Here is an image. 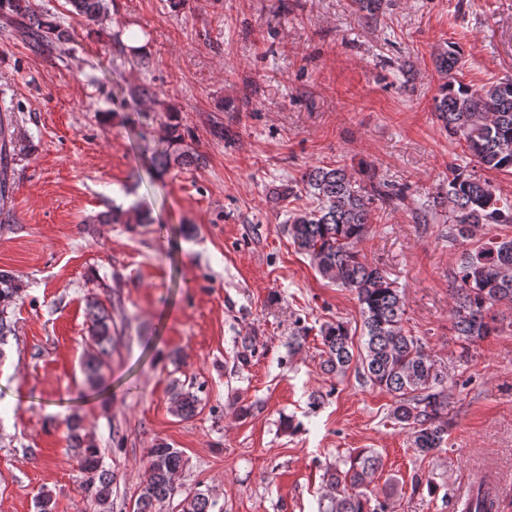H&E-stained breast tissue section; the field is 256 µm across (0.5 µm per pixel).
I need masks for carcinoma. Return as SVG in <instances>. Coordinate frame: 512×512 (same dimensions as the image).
Masks as SVG:
<instances>
[{"mask_svg":"<svg viewBox=\"0 0 512 512\" xmlns=\"http://www.w3.org/2000/svg\"><path fill=\"white\" fill-rule=\"evenodd\" d=\"M77 14L97 22L107 13L106 0H69ZM0 14L15 18V35L33 50L65 45L70 32L54 20L30 13L28 0H0ZM461 57L453 49L438 53L435 68L443 83L436 99L439 119L451 136L464 140L469 154L481 167L512 171V76L500 78L471 90L453 76ZM11 116H0V224L10 222L8 199L13 183L8 169L15 156L28 145L11 132ZM174 112L165 115L162 139L168 147L153 158L155 169L171 166L199 168L207 157L181 147L183 137ZM448 189L437 196V205L448 211L453 238L471 241L486 224H511L512 201L497 194L487 179L450 169ZM301 183L319 201L318 208L297 210L288 217V235L299 250L310 256L320 275L354 292L361 315L359 347L355 334L341 321L320 327L322 365L336 375L357 363L363 381L388 393L393 401V418L408 429L414 452L426 457L443 448L448 435L447 377L435 366L422 338L405 330V300L387 274L364 262L358 245L370 228L371 205L401 198L392 188L356 183L342 167H313ZM113 224H144L138 209L115 208L101 217ZM452 306L453 329L464 353L496 327L488 320L490 309L499 304L512 307V238L490 239L463 251L455 279ZM20 296V286L11 273L0 270V347L13 335L7 309ZM90 335L94 351L84 360L85 382L98 387L105 381L106 357L112 348V313L96 297L88 300ZM200 397L192 389L173 386V412L193 418ZM68 438L79 455V488L98 507L112 512V472L105 468L100 450L84 432L80 420L70 419ZM146 479L133 505V512H155L156 506L174 498L175 477L183 469L181 451L160 443L149 449ZM381 468L379 455L362 449L326 472L327 512H387L371 488ZM216 501L197 490L178 503V512H214Z\"/></svg>","mask_w":512,"mask_h":512,"instance_id":"carcinoma-1","label":"carcinoma"}]
</instances>
